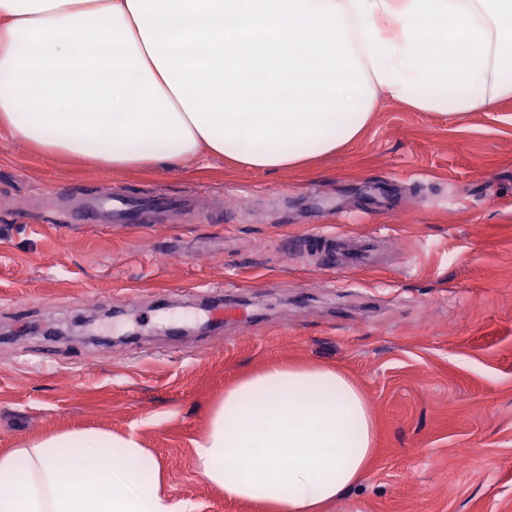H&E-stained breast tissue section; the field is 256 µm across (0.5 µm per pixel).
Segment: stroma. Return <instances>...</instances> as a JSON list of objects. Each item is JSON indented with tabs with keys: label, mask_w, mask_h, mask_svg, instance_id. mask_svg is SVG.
<instances>
[{
	"label": "stroma",
	"mask_w": 512,
	"mask_h": 512,
	"mask_svg": "<svg viewBox=\"0 0 512 512\" xmlns=\"http://www.w3.org/2000/svg\"><path fill=\"white\" fill-rule=\"evenodd\" d=\"M505 113L512 100L446 117L383 95L359 142L275 174L209 156L103 170L0 132V450L132 432L195 512H257L200 478L193 442L240 378L305 361L348 371L378 420L368 475L327 512H512ZM115 190L189 198L197 218L70 224ZM322 229L377 237L380 266L281 245ZM88 317L96 341L52 338ZM178 320L192 335L167 334Z\"/></svg>",
	"instance_id": "obj_1"
}]
</instances>
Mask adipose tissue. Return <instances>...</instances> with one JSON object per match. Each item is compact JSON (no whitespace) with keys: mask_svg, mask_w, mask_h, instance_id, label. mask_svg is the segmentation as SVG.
Listing matches in <instances>:
<instances>
[{"mask_svg":"<svg viewBox=\"0 0 512 512\" xmlns=\"http://www.w3.org/2000/svg\"><path fill=\"white\" fill-rule=\"evenodd\" d=\"M382 93L441 114L512 99V0H0V128L105 170L297 167L357 142ZM194 450L225 498L325 512L369 471L376 424L341 369L274 364ZM0 512L193 507L135 435L72 431L0 452Z\"/></svg>","mask_w":512,"mask_h":512,"instance_id":"obj_1","label":"adipose tissue"}]
</instances>
